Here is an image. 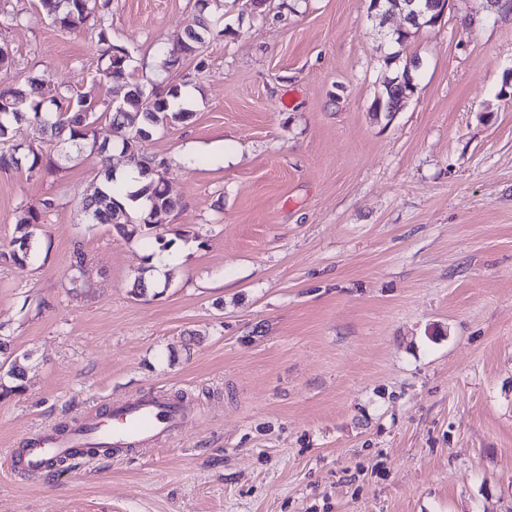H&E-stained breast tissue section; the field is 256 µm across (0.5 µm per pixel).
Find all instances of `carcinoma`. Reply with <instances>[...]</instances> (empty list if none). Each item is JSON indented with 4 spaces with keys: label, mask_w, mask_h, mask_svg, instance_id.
<instances>
[{
    "label": "carcinoma",
    "mask_w": 512,
    "mask_h": 512,
    "mask_svg": "<svg viewBox=\"0 0 512 512\" xmlns=\"http://www.w3.org/2000/svg\"><path fill=\"white\" fill-rule=\"evenodd\" d=\"M110 0H41L43 8L52 22L60 29L74 32L80 29L99 10L108 7ZM222 36L224 30L216 29L208 18L201 16L185 32L176 50L169 55L167 64L174 66L180 61L191 59L196 67L206 65L203 46L207 37ZM99 41L104 45L102 59L105 60L103 74L111 82L113 111L108 113L112 137H106L97 145L102 156L103 178L101 186L83 201V210L94 224H108L123 237L130 238L136 233L150 230L167 223L175 210L176 202L163 184L161 169L166 160L148 153L145 143L153 133L164 126L185 120L189 113L174 107L170 99H177L181 92L178 87L166 91L156 87L146 90L144 85L130 77L131 56L129 51L112 43L105 28H100ZM46 82L34 77L26 87H0V142L7 141L10 122L27 120L36 134L49 136L75 146L90 138L97 139L95 125L98 104L92 99H68L62 104L52 99L56 110H44ZM121 149L129 166L134 168L145 183L136 191H130L123 182L116 179L109 165L108 149ZM143 200V208L126 206V201ZM53 200L44 199L40 207H31L20 219L18 232L9 247L0 248V262L21 263L34 254L33 239L40 213L52 208Z\"/></svg>",
    "instance_id": "cac0c4a2"
}]
</instances>
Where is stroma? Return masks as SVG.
Wrapping results in <instances>:
<instances>
[{
	"label": "stroma",
	"mask_w": 512,
	"mask_h": 512,
	"mask_svg": "<svg viewBox=\"0 0 512 512\" xmlns=\"http://www.w3.org/2000/svg\"><path fill=\"white\" fill-rule=\"evenodd\" d=\"M206 14L226 32L199 71L165 65L196 0H111L76 34L0 0V86L39 77L108 111L105 27L133 80L191 111L145 144L177 206L128 239L82 209L95 147L10 130L0 246L55 205L35 257L0 263V341L25 368L0 395V512H512V16L455 0L406 47L415 95L377 118L401 65L369 0ZM165 246L181 264L134 297ZM151 391L190 405L179 435L13 470L40 431Z\"/></svg>",
	"instance_id": "1"
}]
</instances>
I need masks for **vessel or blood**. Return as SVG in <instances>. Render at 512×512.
I'll use <instances>...</instances> for the list:
<instances>
[{
  "label": "vessel or blood",
  "mask_w": 512,
  "mask_h": 512,
  "mask_svg": "<svg viewBox=\"0 0 512 512\" xmlns=\"http://www.w3.org/2000/svg\"><path fill=\"white\" fill-rule=\"evenodd\" d=\"M191 412L182 402L158 394L141 396L107 412L89 414L67 433L45 431L25 453V473L46 471L49 461L83 455L95 459L99 449L121 454L135 447L171 438L187 424Z\"/></svg>",
  "instance_id": "obj_1"
}]
</instances>
